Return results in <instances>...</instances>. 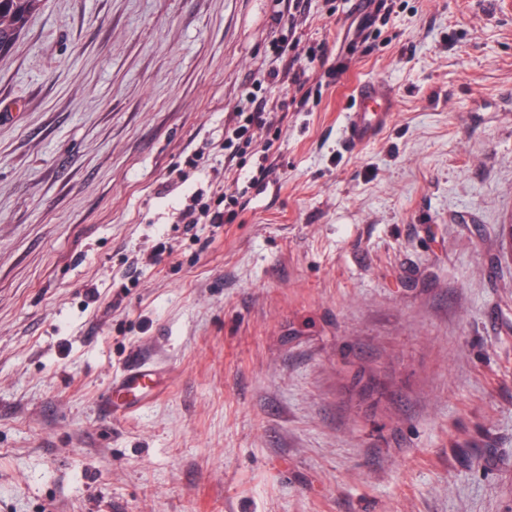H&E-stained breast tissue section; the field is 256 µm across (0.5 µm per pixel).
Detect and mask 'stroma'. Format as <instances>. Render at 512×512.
<instances>
[{"label": "stroma", "instance_id": "1", "mask_svg": "<svg viewBox=\"0 0 512 512\" xmlns=\"http://www.w3.org/2000/svg\"><path fill=\"white\" fill-rule=\"evenodd\" d=\"M359 2L43 0L0 58V512H512V13ZM294 42L345 71L185 230ZM365 77L396 111L349 148ZM138 360L163 390L112 415ZM249 186L240 184L239 178L234 180L231 187L226 188L223 193L224 211H216L211 216L209 224H232L239 215V210H244L249 200L246 198ZM210 206L202 203L199 197H193L190 203L179 209V221L177 224H185V230L191 231L197 224H207L201 221L209 217Z\"/></svg>", "mask_w": 512, "mask_h": 512}]
</instances>
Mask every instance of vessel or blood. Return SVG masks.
Masks as SVG:
<instances>
[{
	"label": "vessel or blood",
	"mask_w": 512,
	"mask_h": 512,
	"mask_svg": "<svg viewBox=\"0 0 512 512\" xmlns=\"http://www.w3.org/2000/svg\"><path fill=\"white\" fill-rule=\"evenodd\" d=\"M395 101L390 86L377 78L360 80L353 89V106L346 114L344 140L349 147L372 143L393 117ZM161 381L158 368L136 363L124 369L115 380L121 401H107L113 413H130L156 396Z\"/></svg>",
	"instance_id": "1"
}]
</instances>
